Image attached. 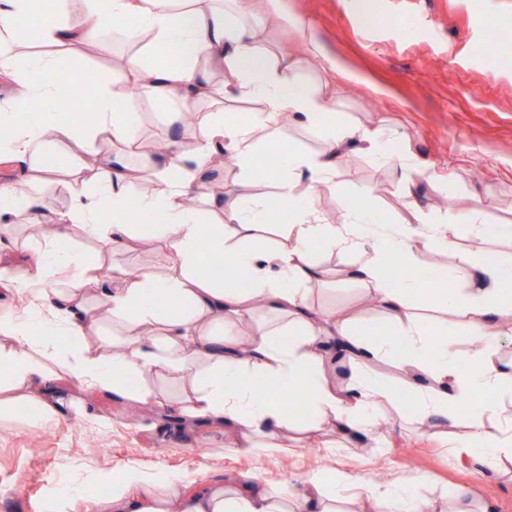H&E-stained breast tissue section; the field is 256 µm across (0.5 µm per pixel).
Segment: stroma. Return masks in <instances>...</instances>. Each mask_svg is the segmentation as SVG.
<instances>
[{
	"label": "stroma",
	"instance_id": "stroma-1",
	"mask_svg": "<svg viewBox=\"0 0 512 512\" xmlns=\"http://www.w3.org/2000/svg\"><path fill=\"white\" fill-rule=\"evenodd\" d=\"M245 4L258 42L269 53L300 57L313 40L329 58L340 59L346 73L314 74V85L340 102L349 122L386 127L391 134L387 149L413 163L406 175L362 145L351 146L336 173L337 187H321L315 196L324 223H341L354 199L380 215L381 232L400 224L429 229L475 200L484 222H512V0H374L380 21L369 27L356 21L353 0H282L283 9L296 18L292 24L270 15L264 0ZM152 41L149 32L133 40L121 30L107 31L73 52L69 63L122 90L133 81L125 62L135 57L151 65ZM350 71L363 75V82L349 81ZM135 103L138 147L131 165L147 168L158 139H177L184 151L193 148L194 128L169 124L167 105L144 95ZM252 144L262 154L282 145L314 155L322 147V134L292 121L257 128ZM242 177L237 165L209 172L213 189L193 199L203 221L221 216L224 197L218 185L236 184ZM65 182L60 173L33 181L43 220L67 214ZM7 236L15 275L30 274L45 238L25 223L10 225ZM71 238L103 279L116 266L159 274L168 267L169 251L152 235L137 236L129 249L114 254L100 252L82 225H72ZM422 256L425 270L442 271L453 280L473 259L512 258V243L477 236L465 227L455 251L426 250ZM313 260L322 275L309 283L307 304L322 326L342 317L369 338L390 330L384 308L342 273L337 251L315 248ZM146 386L150 396L140 405L64 379L54 393L63 405L55 418L39 421L31 412L15 410L0 416V512H97L94 501L102 485L127 467L170 473L187 491L220 480L233 489L239 478L256 474L279 493L316 472L326 478L324 493L343 510L359 494L347 476L383 470L384 486L434 500L443 512H453L452 492L460 486L474 492L472 512H482L487 504L494 512H512V458L500 457L492 468L455 461L452 449L469 442L466 422L420 426L418 415L426 409L422 400L379 408L388 428L377 441L346 438L330 421L316 431L291 428L273 438L255 437L247 450L239 426L206 416L181 430L172 426V419L188 416L190 392L180 374H154ZM139 405L147 420L135 425L129 414Z\"/></svg>",
	"mask_w": 512,
	"mask_h": 512
}]
</instances>
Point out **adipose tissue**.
Wrapping results in <instances>:
<instances>
[{
	"mask_svg": "<svg viewBox=\"0 0 512 512\" xmlns=\"http://www.w3.org/2000/svg\"><path fill=\"white\" fill-rule=\"evenodd\" d=\"M117 19L126 21L128 36L151 31L156 46L177 57L175 65L161 69L127 60L126 70L142 79L146 96H161L183 108L216 94L264 105L248 123H228L222 113H209L199 123L193 155L171 152L153 189L144 193L138 177L127 171L128 152L135 145V104L115 110L116 91L100 84L93 88L92 122L52 119L69 80L62 55L75 43L96 39ZM25 38L48 50L30 54L21 67L4 48ZM306 67L343 69L340 61L327 60L315 42L301 58L261 51L239 0H80L74 13L38 9L34 0H0V81L7 86L0 96V119L14 127L12 141L0 147V160L23 169L21 178L0 182V224L39 212L40 198L30 188L33 172L70 174L66 187L71 208L39 256L42 287L32 292L34 319L43 334L32 336L25 320H0V335L10 341L9 346L0 345L8 386L30 404L36 417L61 412L53 398L61 379L144 401L145 377L171 370L192 390V414L242 426L252 434L276 435L288 428L295 413L266 397L267 387L275 385L286 392L306 391V430L334 420L350 435L373 438L378 433L377 407L396 398L398 391H413L415 378L423 376L431 382V407L419 419L423 425L439 416L456 423L463 418L456 407L466 395L488 397L480 410L465 417L471 444L457 449V457L487 466L512 446L505 429L484 423L485 415L497 412L499 400L512 395V364L495 362L490 352L502 334L503 319L512 317V260L472 261L471 273L457 281L440 305L444 313L467 318L470 335L484 341L486 352L463 351L448 341L434 343L414 313L416 305H432L440 284L422 276L420 248H454L464 224L483 237L512 241V225L477 222L474 205L426 233L408 224L390 233L367 232L377 218L365 207L348 211L344 224L323 223L314 196L321 186L334 185L336 166L347 147L359 142L379 152L388 136L380 126L347 125L333 98L305 84ZM221 71L228 79L218 85L213 77ZM285 114L318 128L325 136L324 148L315 155L282 152L274 179L277 194L268 199L247 190L248 183L266 177L251 139L256 126L275 124ZM219 138L236 151L247 185L226 196L228 224H204L184 200L206 189L204 176L213 166ZM89 157L107 167L93 194L80 176V166ZM273 206L290 213L293 245L261 242L259 233ZM134 208L150 217L156 237L170 252L171 265L164 274L145 271L134 280L119 270L109 284L96 285L87 254L69 243V227L83 225L103 248L116 252L133 237L129 214ZM316 243L339 250L349 274L397 325L396 331L372 343L359 340L347 320L335 324L336 335L358 357L398 365L406 375L401 389L385 386L371 372L338 390L316 365L311 351L316 327L306 314L307 284L317 275L311 254ZM212 254L230 260L234 276L217 274L207 261ZM61 270L70 276L65 287L57 288L51 280ZM93 285L99 291L97 307L88 310L83 298ZM256 304L282 320L253 323L249 341L241 342L228 323L240 320ZM106 319L119 329L122 349L106 356L85 355L83 341ZM61 330L75 347L66 358L55 350L54 338ZM348 481L362 491L360 512H377L384 504L389 512H435L433 502L372 485L366 475L355 474ZM322 482L321 475L309 474L276 496L253 474L240 491H227L217 483L204 493L185 495L169 475L165 484L171 492L160 499L153 494V479L131 467L118 483L110 484L105 504L107 512H337Z\"/></svg>",
	"mask_w": 512,
	"mask_h": 512,
	"instance_id": "1",
	"label": "adipose tissue"
}]
</instances>
